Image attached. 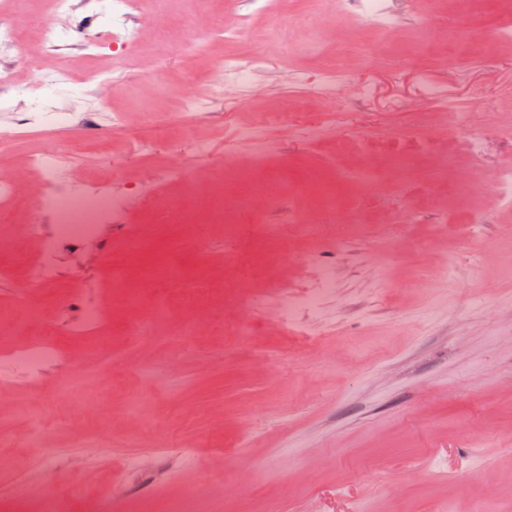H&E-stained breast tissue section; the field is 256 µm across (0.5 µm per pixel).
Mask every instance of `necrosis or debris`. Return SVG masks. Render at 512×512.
Here are the masks:
<instances>
[{
  "instance_id": "1",
  "label": "necrosis or debris",
  "mask_w": 512,
  "mask_h": 512,
  "mask_svg": "<svg viewBox=\"0 0 512 512\" xmlns=\"http://www.w3.org/2000/svg\"><path fill=\"white\" fill-rule=\"evenodd\" d=\"M17 3L0 0V101L25 98L30 107L11 123L0 125V167L9 162L7 146L27 132L53 128L68 132L57 145L28 154L11 177L0 174V216L24 223L28 239L45 248L36 261L26 251L17 254L27 272L25 287L34 298L56 279V264L49 253L57 244L88 242L96 237L100 225L128 223L138 203L156 205L170 215L178 212L182 203L157 197L151 183L129 182L113 190L111 179L82 176L80 169L71 165L70 156L79 150L100 157L126 153L125 144L113 143L112 133L128 128L129 119L126 113L103 109L104 99L112 93L107 69L85 74L83 110L62 112L38 97L40 86L57 81L60 72L45 68L40 57L29 53L20 36L24 16ZM50 5V14L41 25V43L61 57L85 49L92 38L88 29L94 17L105 12L112 24L93 38L97 48L110 51L113 62L129 60L146 30L168 54L194 43L189 29L175 37L157 21H144L142 0H50ZM306 278L302 287L288 279L266 284L262 297L274 305L278 327L290 330L303 318L320 316L333 288V276L323 268L307 272ZM57 357L50 343L33 340L12 354L7 367L32 381Z\"/></svg>"
}]
</instances>
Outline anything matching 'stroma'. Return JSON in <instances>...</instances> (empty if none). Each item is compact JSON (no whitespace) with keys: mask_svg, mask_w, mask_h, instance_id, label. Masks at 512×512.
<instances>
[{"mask_svg":"<svg viewBox=\"0 0 512 512\" xmlns=\"http://www.w3.org/2000/svg\"><path fill=\"white\" fill-rule=\"evenodd\" d=\"M391 5L396 24L380 32L364 0H145L166 23L205 11L236 31L221 44L205 34L169 60L161 81L120 73L111 102L145 116L127 135L159 154L187 89L207 98L197 134L223 153V173L211 175L192 143L181 150L224 209L193 202L180 224L160 214L105 225L82 249L60 246L59 279L35 306L22 298L26 272L13 257L26 227L0 223V267L11 273L0 279V357L31 328L59 352L37 382L0 383V504L33 512L54 492L65 512H94L102 498L112 512H160L190 491L203 512H474L490 495L496 512H512V209L485 187L487 174L512 166V42L495 35L512 22V0H470L463 18L457 0ZM450 31L496 66L470 59L468 81L458 80ZM422 43L433 52L417 55ZM222 52L259 72L246 85L208 78ZM335 63L348 78L319 96ZM473 84L489 97L475 98ZM448 104L480 122L464 136L449 129L440 118ZM301 122L316 129L314 143L297 138ZM254 123L265 128L262 156L233 143ZM466 138L485 144L482 177L466 164ZM366 167L379 174L374 186L358 180ZM262 187L270 200L254 205ZM473 216L484 219L477 237L433 232ZM299 221L316 234L295 237ZM132 236L138 249L126 247ZM318 262L336 276L323 320L298 336L269 331L276 313L249 285ZM444 262L452 284L401 288L414 265ZM115 266L126 273L120 287L109 284ZM134 288L136 304L125 296ZM85 304L104 311L95 329L79 321ZM151 313L154 329L141 332ZM243 321L262 335H232ZM35 414L38 449L20 439ZM78 434L110 455L42 467V449ZM132 455L146 468L129 475Z\"/></svg>","mask_w":512,"mask_h":512,"instance_id":"obj_1","label":"stroma"}]
</instances>
